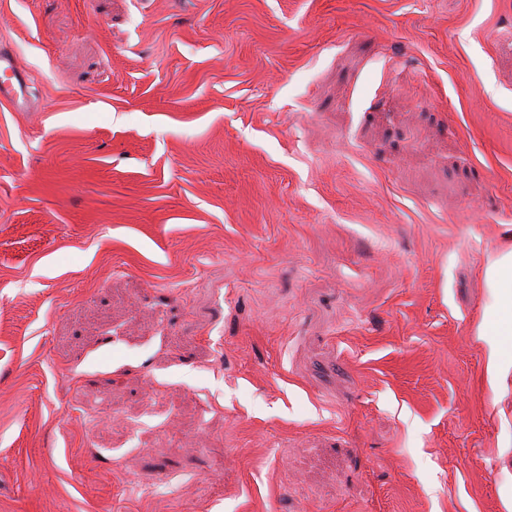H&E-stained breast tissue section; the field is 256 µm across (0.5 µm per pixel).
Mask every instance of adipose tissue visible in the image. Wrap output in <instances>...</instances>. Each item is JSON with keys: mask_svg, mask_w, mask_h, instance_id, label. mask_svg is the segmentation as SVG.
Segmentation results:
<instances>
[{"mask_svg": "<svg viewBox=\"0 0 512 512\" xmlns=\"http://www.w3.org/2000/svg\"><path fill=\"white\" fill-rule=\"evenodd\" d=\"M485 285L491 303L482 326L490 339L488 373L498 384L512 371V249H506L487 267Z\"/></svg>", "mask_w": 512, "mask_h": 512, "instance_id": "ef3b65f1", "label": "adipose tissue"}]
</instances>
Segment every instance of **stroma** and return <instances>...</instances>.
Wrapping results in <instances>:
<instances>
[{
    "instance_id": "1",
    "label": "stroma",
    "mask_w": 512,
    "mask_h": 512,
    "mask_svg": "<svg viewBox=\"0 0 512 512\" xmlns=\"http://www.w3.org/2000/svg\"><path fill=\"white\" fill-rule=\"evenodd\" d=\"M1 44L0 512H512V0H0ZM30 101L29 77L16 55L0 46V102L10 107L26 106ZM485 285L491 303L482 326L490 340L488 373L490 384L498 385L512 368V249H506L487 267Z\"/></svg>"
}]
</instances>
